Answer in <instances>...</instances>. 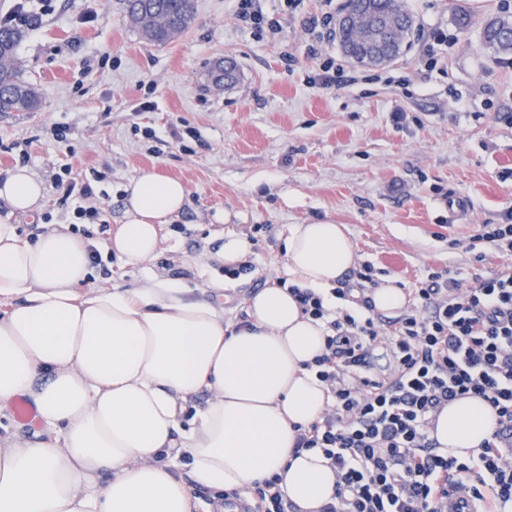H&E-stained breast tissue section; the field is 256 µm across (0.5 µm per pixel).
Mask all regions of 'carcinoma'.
Listing matches in <instances>:
<instances>
[{
	"label": "carcinoma",
	"mask_w": 512,
	"mask_h": 512,
	"mask_svg": "<svg viewBox=\"0 0 512 512\" xmlns=\"http://www.w3.org/2000/svg\"><path fill=\"white\" fill-rule=\"evenodd\" d=\"M131 25L152 45H164L194 22L193 0H126ZM415 21L403 0H367L361 16L343 10L336 23V37L345 55L364 58L377 47L394 50L392 58L402 54L413 34ZM26 31L15 26H0V112L28 113L40 107L34 87L20 77L16 50ZM483 45L489 58L499 60L512 55V20L494 16L483 26ZM214 87L231 85L237 80L236 65L220 59L211 67Z\"/></svg>",
	"instance_id": "1"
}]
</instances>
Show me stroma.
<instances>
[{
  "label": "stroma",
  "mask_w": 512,
  "mask_h": 512,
  "mask_svg": "<svg viewBox=\"0 0 512 512\" xmlns=\"http://www.w3.org/2000/svg\"><path fill=\"white\" fill-rule=\"evenodd\" d=\"M345 0H259L280 20L278 40L242 27L235 0H196L194 23L171 43L152 46L125 15L124 0H32L43 24L17 49L23 79L41 105L31 114L0 115V178L19 167L48 189L33 211L0 202V223L34 240L73 221L51 184L56 173L100 172L84 204L123 223L124 185L140 171L181 180L182 212L161 229L160 254L132 263L105 250L109 233L88 225L102 253L97 290L137 288L160 274L191 299L238 321L251 294L287 276L292 224L344 225L359 261L409 289L427 269L512 270V257L487 253L474 262L452 247L478 226L500 224L512 208V67L489 62L484 22L504 0H405L416 30L401 58L380 67L346 60L338 42L326 55L342 60L346 85H313L319 62L308 53L305 17L341 11ZM451 41L435 68L423 63L434 31ZM233 59L238 80L214 89V61ZM407 85H399V78ZM404 115L394 123V112ZM67 132L56 141L54 128ZM155 131L148 139L146 131ZM470 200L467 222L449 224L448 195ZM253 273L230 279L216 254L227 233L248 235ZM223 291H214V284Z\"/></svg>",
  "instance_id": "stroma-1"
}]
</instances>
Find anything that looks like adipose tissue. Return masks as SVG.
Masks as SVG:
<instances>
[{
  "label": "adipose tissue",
  "instance_id": "obj_1",
  "mask_svg": "<svg viewBox=\"0 0 512 512\" xmlns=\"http://www.w3.org/2000/svg\"><path fill=\"white\" fill-rule=\"evenodd\" d=\"M124 192L126 220L108 248L153 261L188 190L143 172ZM44 195L27 168L0 180L12 210H33ZM91 249L66 230L32 242L0 224V410L29 399L44 425L32 440L0 436V512H198L194 490L220 501L274 474L299 512H320L336 474L321 449L294 444L296 426L329 402L307 367L324 349L323 322L278 286L247 299L241 328L160 278L82 295ZM286 253L289 283L325 298L357 263L344 227L330 222L290 225ZM203 392L205 405L186 417ZM495 426L485 402L465 397L437 413L430 435L463 459Z\"/></svg>",
  "mask_w": 512,
  "mask_h": 512
}]
</instances>
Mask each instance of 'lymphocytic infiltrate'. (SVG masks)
<instances>
[{
  "instance_id": "f902f5d3",
  "label": "lymphocytic infiltrate",
  "mask_w": 512,
  "mask_h": 512,
  "mask_svg": "<svg viewBox=\"0 0 512 512\" xmlns=\"http://www.w3.org/2000/svg\"><path fill=\"white\" fill-rule=\"evenodd\" d=\"M335 20L308 17V51L321 58L313 83L341 84L345 73L324 56ZM512 255V211L501 224L479 225L465 246ZM378 281L368 263L350 270L332 295L289 286L303 313L325 325V347L311 367L330 404L298 433L296 449H321L336 473L322 512H448V480L468 485L486 512L512 504V272L479 274L463 286L452 269L429 270L413 301L393 320L375 313ZM386 366H379V358ZM484 401L496 428L466 460L447 456L430 436L433 416L462 397ZM280 476L264 478L247 497L248 512H294Z\"/></svg>"
}]
</instances>
